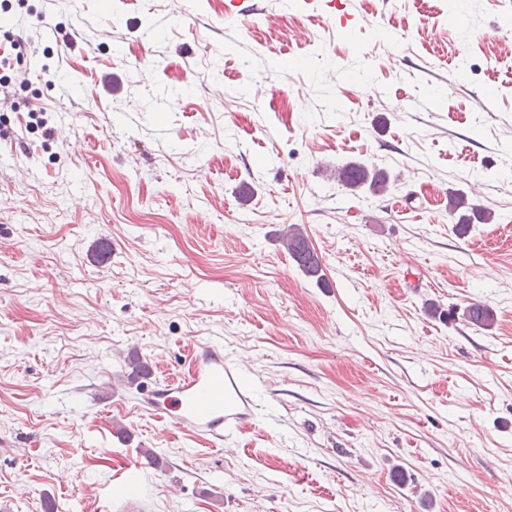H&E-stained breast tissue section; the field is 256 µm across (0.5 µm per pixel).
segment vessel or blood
<instances>
[{"label": "vessel or blood", "mask_w": 512, "mask_h": 512, "mask_svg": "<svg viewBox=\"0 0 512 512\" xmlns=\"http://www.w3.org/2000/svg\"><path fill=\"white\" fill-rule=\"evenodd\" d=\"M143 402L153 412L172 414L181 429L217 440L251 410L238 370L225 360L223 347L214 344L192 350L186 371L166 387L148 390Z\"/></svg>", "instance_id": "1"}]
</instances>
